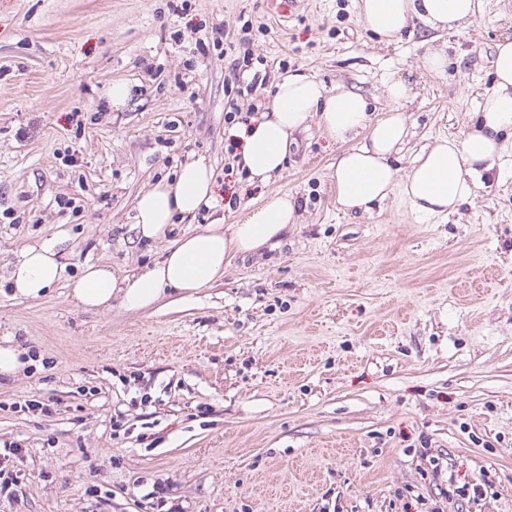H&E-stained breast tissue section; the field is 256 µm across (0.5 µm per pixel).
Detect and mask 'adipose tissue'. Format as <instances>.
Here are the masks:
<instances>
[{
    "label": "adipose tissue",
    "mask_w": 512,
    "mask_h": 512,
    "mask_svg": "<svg viewBox=\"0 0 512 512\" xmlns=\"http://www.w3.org/2000/svg\"><path fill=\"white\" fill-rule=\"evenodd\" d=\"M477 0H358L366 26L382 40L401 36L412 21L430 29H456L471 24ZM495 86L478 112V121L463 139L442 137L425 146L406 176H399L391 159L408 135L404 111L411 88L403 80L387 83L391 112L371 120L366 100L351 91L331 92L309 75L293 73L275 85L271 104L254 124L238 129L242 165L250 177L266 180L285 169L288 145L310 119L344 149L336 158V201L349 212H370L394 190H401L412 210L424 216H445L474 195L482 177L506 152L501 140L512 130V40L500 41L494 59ZM210 166L199 158L186 163L174 180H161L140 193L135 202L139 238L166 236L175 216H192L211 206ZM294 196L274 195L249 210L241 223L221 222L182 234L164 257L145 271L116 275L112 268L87 263L69 282L71 297L87 311L108 309L113 296L125 308L139 310L157 303L167 290L193 294L224 274L236 255H247L277 244L297 221ZM65 265L55 237L26 248L9 272L13 296L35 300L45 296L63 277Z\"/></svg>",
    "instance_id": "obj_1"
}]
</instances>
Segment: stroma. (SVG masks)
I'll return each instance as SVG.
<instances>
[{"instance_id":"obj_1","label":"stroma","mask_w":512,"mask_h":512,"mask_svg":"<svg viewBox=\"0 0 512 512\" xmlns=\"http://www.w3.org/2000/svg\"><path fill=\"white\" fill-rule=\"evenodd\" d=\"M244 17L270 82L242 111H265L271 82L305 73L361 94L377 119L386 82H411L393 157L403 175L423 145L472 128L496 45L512 39V0L390 44L356 0H185L178 12L171 0H0V340L38 356L0 376V445L21 448L0 512H165L147 497L157 482L183 512H432L452 479L484 489L457 512H512V166L444 218L398 192L347 213L332 168L342 147L314 122L281 175L249 179L224 120L230 53L197 45L218 26L239 42ZM433 50L445 74L424 70ZM120 80L132 96L114 110L105 92ZM200 157L214 207L140 242L136 195ZM277 193L299 208L279 245L233 257L190 296L139 311L116 296L89 312L66 282L39 300L6 282L52 235L67 275L88 262L138 272L183 233L238 223ZM32 397L56 412L16 410Z\"/></svg>"}]
</instances>
